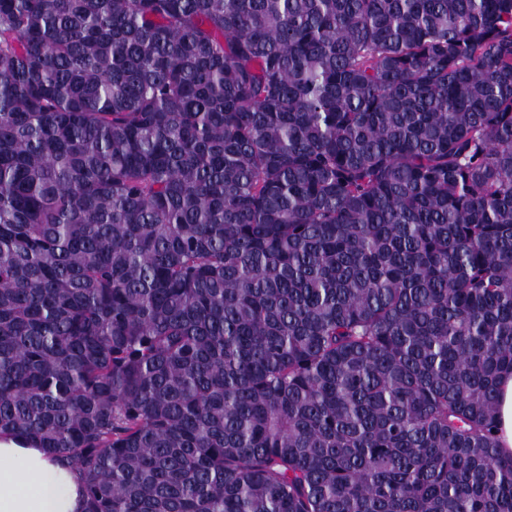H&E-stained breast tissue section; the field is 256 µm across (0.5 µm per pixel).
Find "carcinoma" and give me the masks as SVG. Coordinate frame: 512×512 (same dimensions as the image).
Listing matches in <instances>:
<instances>
[{
    "instance_id": "cac0c4a2",
    "label": "carcinoma",
    "mask_w": 512,
    "mask_h": 512,
    "mask_svg": "<svg viewBox=\"0 0 512 512\" xmlns=\"http://www.w3.org/2000/svg\"><path fill=\"white\" fill-rule=\"evenodd\" d=\"M512 0H0V433L84 512H512ZM498 405L496 435L500 450L512 454V374H503L498 383Z\"/></svg>"
}]
</instances>
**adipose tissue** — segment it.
<instances>
[{
    "mask_svg": "<svg viewBox=\"0 0 512 512\" xmlns=\"http://www.w3.org/2000/svg\"><path fill=\"white\" fill-rule=\"evenodd\" d=\"M78 471L31 441L0 433V512H82Z\"/></svg>",
    "mask_w": 512,
    "mask_h": 512,
    "instance_id": "1",
    "label": "adipose tissue"
}]
</instances>
